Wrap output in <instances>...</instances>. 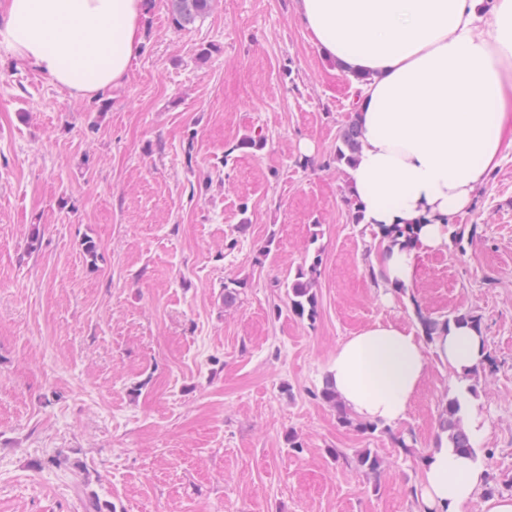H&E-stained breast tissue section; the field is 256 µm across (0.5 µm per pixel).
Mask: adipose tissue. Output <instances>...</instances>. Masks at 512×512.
<instances>
[{
  "label": "adipose tissue",
  "instance_id": "obj_1",
  "mask_svg": "<svg viewBox=\"0 0 512 512\" xmlns=\"http://www.w3.org/2000/svg\"><path fill=\"white\" fill-rule=\"evenodd\" d=\"M147 0H0V42L17 63L78 99L125 83L141 51ZM310 40L353 79L361 148L350 194L371 228L416 225L410 247L382 243L384 287H410L421 253L448 245L489 174L512 149V0H294ZM464 373L481 359L475 330L450 326L433 343L378 322L341 343L325 379L359 418L403 421L430 360ZM484 469L448 446L423 467L426 512H512L483 498Z\"/></svg>",
  "mask_w": 512,
  "mask_h": 512
}]
</instances>
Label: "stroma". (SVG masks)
Segmentation results:
<instances>
[{
	"instance_id": "35a3bbf8",
	"label": "stroma",
	"mask_w": 512,
	"mask_h": 512,
	"mask_svg": "<svg viewBox=\"0 0 512 512\" xmlns=\"http://www.w3.org/2000/svg\"><path fill=\"white\" fill-rule=\"evenodd\" d=\"M143 25L128 80L92 101L0 45V512H418L452 372L431 364L406 420L371 436L317 393L349 336L453 311L481 318L492 362L467 409L512 495V155L462 219L476 237L384 288L334 161L354 82L293 0H214L183 31L148 0ZM316 256L309 322L286 287Z\"/></svg>"
}]
</instances>
